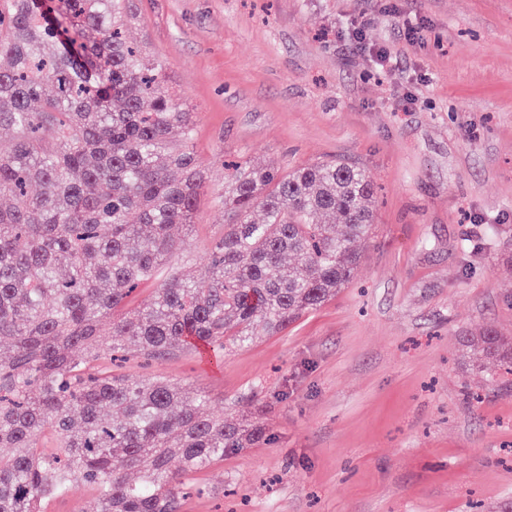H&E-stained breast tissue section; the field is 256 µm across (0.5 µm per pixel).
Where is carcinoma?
<instances>
[{
    "instance_id": "carcinoma-1",
    "label": "carcinoma",
    "mask_w": 512,
    "mask_h": 512,
    "mask_svg": "<svg viewBox=\"0 0 512 512\" xmlns=\"http://www.w3.org/2000/svg\"><path fill=\"white\" fill-rule=\"evenodd\" d=\"M126 22V0H0V128L16 132L0 151V512H45L78 481L97 489L94 512H179L186 479L265 433L102 361L126 342L155 360L279 333L352 282L373 234L364 168L235 164L207 264L112 319L176 252L171 229L193 224L206 188L193 113ZM462 356L490 383L512 375V337L494 329Z\"/></svg>"
}]
</instances>
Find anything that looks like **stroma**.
I'll return each instance as SVG.
<instances>
[{
  "label": "stroma",
  "mask_w": 512,
  "mask_h": 512,
  "mask_svg": "<svg viewBox=\"0 0 512 512\" xmlns=\"http://www.w3.org/2000/svg\"><path fill=\"white\" fill-rule=\"evenodd\" d=\"M130 9L128 39L195 115L207 182L156 281L203 268L223 236L225 161L285 171L339 157L377 184L357 276L320 310L215 358L187 345L145 367L128 346L129 372L269 430L196 473L180 512H503L512 390L472 373L460 342L512 336V0Z\"/></svg>",
  "instance_id": "stroma-1"
}]
</instances>
